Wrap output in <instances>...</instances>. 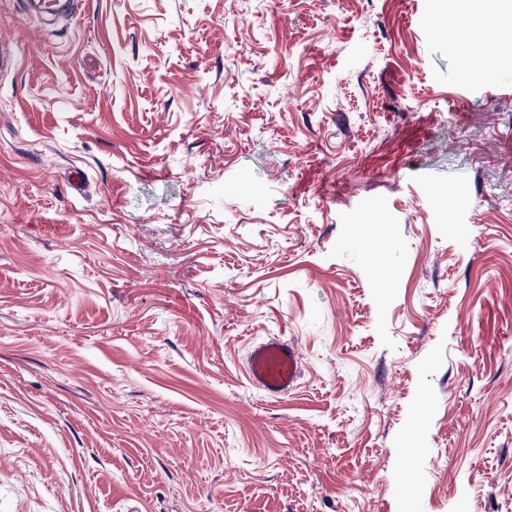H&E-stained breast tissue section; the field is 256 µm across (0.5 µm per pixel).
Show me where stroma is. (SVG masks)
Returning a JSON list of instances; mask_svg holds the SVG:
<instances>
[{"label": "stroma", "instance_id": "stroma-1", "mask_svg": "<svg viewBox=\"0 0 512 512\" xmlns=\"http://www.w3.org/2000/svg\"><path fill=\"white\" fill-rule=\"evenodd\" d=\"M31 2L0 512H512V45L465 78L450 0ZM300 374L299 354L288 340L271 337L250 351L248 379L270 398L287 395Z\"/></svg>", "mask_w": 512, "mask_h": 512}]
</instances>
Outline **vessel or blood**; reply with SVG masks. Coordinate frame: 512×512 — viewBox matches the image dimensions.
Returning a JSON list of instances; mask_svg holds the SVG:
<instances>
[{"label": "vessel or blood", "mask_w": 512, "mask_h": 512, "mask_svg": "<svg viewBox=\"0 0 512 512\" xmlns=\"http://www.w3.org/2000/svg\"><path fill=\"white\" fill-rule=\"evenodd\" d=\"M247 375L268 397L287 395L300 377L299 354L288 341L269 338L251 349Z\"/></svg>", "instance_id": "vessel-or-blood-1"}]
</instances>
